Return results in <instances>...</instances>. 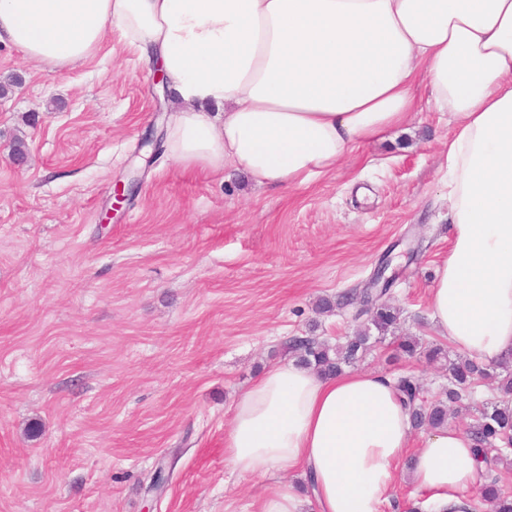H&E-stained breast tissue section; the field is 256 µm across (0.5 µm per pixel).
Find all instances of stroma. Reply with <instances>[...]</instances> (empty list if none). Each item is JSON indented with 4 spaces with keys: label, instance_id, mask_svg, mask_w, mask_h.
I'll return each instance as SVG.
<instances>
[{
    "label": "stroma",
    "instance_id": "35a3bbf8",
    "mask_svg": "<svg viewBox=\"0 0 512 512\" xmlns=\"http://www.w3.org/2000/svg\"><path fill=\"white\" fill-rule=\"evenodd\" d=\"M0 512H257V480L224 461L236 398L289 361V338L336 343L358 327L340 295L380 263L398 332L354 364L415 377L444 362L396 356V336L444 344L427 308L448 250L446 114L295 188L228 170L136 164L171 104L119 34L50 73L0 45ZM28 158L14 166L11 143ZM139 179L117 202L115 188ZM162 493L150 490L159 463Z\"/></svg>",
    "mask_w": 512,
    "mask_h": 512
}]
</instances>
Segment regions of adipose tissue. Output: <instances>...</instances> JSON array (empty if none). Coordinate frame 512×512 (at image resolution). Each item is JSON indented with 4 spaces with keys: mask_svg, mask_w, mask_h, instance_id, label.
<instances>
[{
    "mask_svg": "<svg viewBox=\"0 0 512 512\" xmlns=\"http://www.w3.org/2000/svg\"><path fill=\"white\" fill-rule=\"evenodd\" d=\"M114 31L171 93V160L260 185L334 171L402 127L424 88L453 127L430 317L459 351L512 357V0H0V44L51 72ZM411 440L389 376L291 361L238 398L224 457L251 476L299 474L258 512H381L401 476L433 512H470L485 483L471 437L448 424Z\"/></svg>",
    "mask_w": 512,
    "mask_h": 512,
    "instance_id": "obj_1",
    "label": "adipose tissue"
}]
</instances>
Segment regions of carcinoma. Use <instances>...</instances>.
<instances>
[{"label": "carcinoma", "mask_w": 512, "mask_h": 512, "mask_svg": "<svg viewBox=\"0 0 512 512\" xmlns=\"http://www.w3.org/2000/svg\"><path fill=\"white\" fill-rule=\"evenodd\" d=\"M388 289L366 288L360 300L371 305L369 326L346 337L345 341L331 346L308 336H295L289 339L288 349L297 356V362L324 375H337L344 367L354 363L358 355L372 345L371 330L383 336L397 324L398 312L391 305L380 301ZM399 354L408 358L424 357L429 361L445 359L448 361V390L446 399L431 404L419 401L420 389L410 376L396 380V387L403 401L409 406L410 421L415 429H434L447 424L448 404L460 403L471 398L473 389L488 380L495 382L500 400L492 409H483L480 416L469 427L467 433L475 441L478 454L487 466L502 462V455L488 458L486 450L492 442L501 437L512 436V374H496L493 366L481 362L475 357L462 354L451 360L438 345L424 346L412 338H406L399 345ZM487 484L483 489L482 500L490 504L492 512H512V496L502 492L496 478L486 476Z\"/></svg>", "instance_id": "1"}]
</instances>
